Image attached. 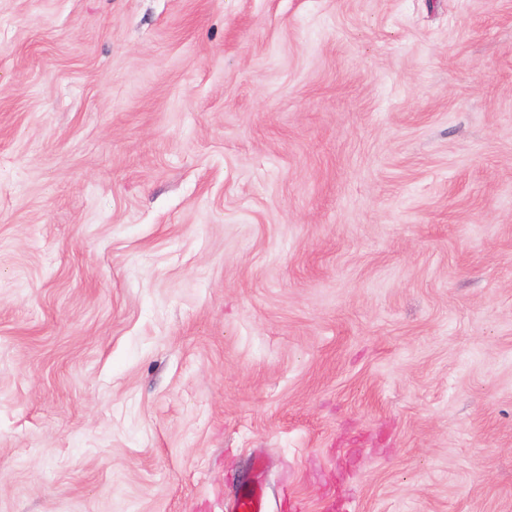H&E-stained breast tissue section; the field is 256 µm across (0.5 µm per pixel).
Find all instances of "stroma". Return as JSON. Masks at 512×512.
Wrapping results in <instances>:
<instances>
[{
	"instance_id": "obj_1",
	"label": "stroma",
	"mask_w": 512,
	"mask_h": 512,
	"mask_svg": "<svg viewBox=\"0 0 512 512\" xmlns=\"http://www.w3.org/2000/svg\"><path fill=\"white\" fill-rule=\"evenodd\" d=\"M512 512V0H0V512ZM230 510L231 512H265L260 494L250 484H245L238 489Z\"/></svg>"
}]
</instances>
